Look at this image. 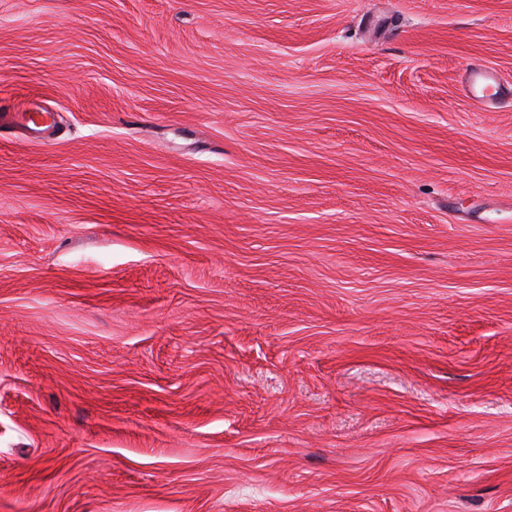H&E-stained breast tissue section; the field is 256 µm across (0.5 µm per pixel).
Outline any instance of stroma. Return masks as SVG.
<instances>
[{
  "label": "stroma",
  "mask_w": 512,
  "mask_h": 512,
  "mask_svg": "<svg viewBox=\"0 0 512 512\" xmlns=\"http://www.w3.org/2000/svg\"><path fill=\"white\" fill-rule=\"evenodd\" d=\"M512 0H0V512H512ZM467 98L481 112H490L512 96V85L505 84L498 75L484 66H470L463 76ZM5 123H20L24 128L33 125L40 133L47 134L54 124V114L51 112H2L0 114V126ZM48 138L47 134L43 140H48Z\"/></svg>",
  "instance_id": "obj_1"
}]
</instances>
